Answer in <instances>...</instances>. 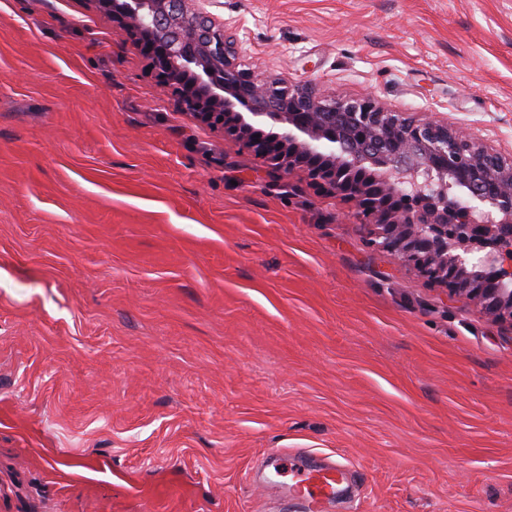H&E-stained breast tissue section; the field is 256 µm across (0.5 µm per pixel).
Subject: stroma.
Wrapping results in <instances>:
<instances>
[{
  "instance_id": "35a3bbf8",
  "label": "stroma",
  "mask_w": 512,
  "mask_h": 512,
  "mask_svg": "<svg viewBox=\"0 0 512 512\" xmlns=\"http://www.w3.org/2000/svg\"><path fill=\"white\" fill-rule=\"evenodd\" d=\"M243 69L512 156V0H208ZM512 512V326L184 115L88 0H0V512ZM348 472L343 463H330L319 470L297 468L291 475L289 490L305 498L310 512H320L338 494Z\"/></svg>"
}]
</instances>
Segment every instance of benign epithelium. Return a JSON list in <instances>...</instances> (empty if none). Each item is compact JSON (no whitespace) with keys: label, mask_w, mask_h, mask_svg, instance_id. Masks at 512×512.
I'll use <instances>...</instances> for the list:
<instances>
[{"label":"benign epithelium","mask_w":512,"mask_h":512,"mask_svg":"<svg viewBox=\"0 0 512 512\" xmlns=\"http://www.w3.org/2000/svg\"><path fill=\"white\" fill-rule=\"evenodd\" d=\"M154 46L152 66L193 120L238 137L274 170H309L374 219L371 243L412 264L449 295L512 325V156L426 116L408 119L370 98L331 99L315 84L289 86L238 69L207 0H89ZM254 123L284 131L271 143L245 137Z\"/></svg>","instance_id":"7a95c632"}]
</instances>
